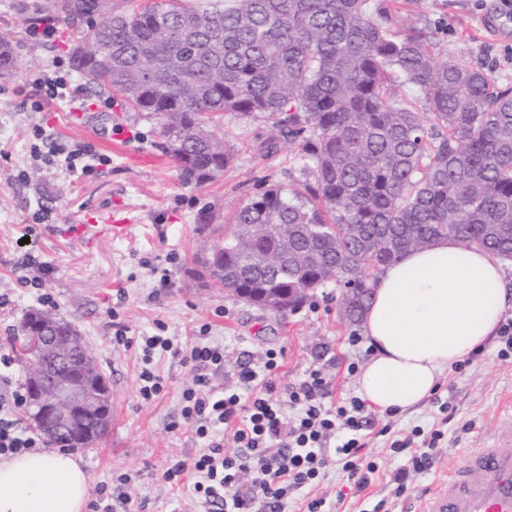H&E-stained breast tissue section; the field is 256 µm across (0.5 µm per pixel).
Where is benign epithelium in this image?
<instances>
[{
    "mask_svg": "<svg viewBox=\"0 0 512 512\" xmlns=\"http://www.w3.org/2000/svg\"><path fill=\"white\" fill-rule=\"evenodd\" d=\"M34 328L39 339L51 351L59 369L50 374L40 364L30 375V399L38 406V421L48 437L61 443H77L83 435L81 425L94 418L100 425H109L111 392L107 381L88 382L85 349L80 337L73 333L61 335L57 325L39 320Z\"/></svg>",
    "mask_w": 512,
    "mask_h": 512,
    "instance_id": "1",
    "label": "benign epithelium"
}]
</instances>
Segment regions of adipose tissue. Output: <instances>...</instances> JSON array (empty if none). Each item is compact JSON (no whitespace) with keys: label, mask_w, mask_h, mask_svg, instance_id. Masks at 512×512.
Masks as SVG:
<instances>
[{"label":"adipose tissue","mask_w":512,"mask_h":512,"mask_svg":"<svg viewBox=\"0 0 512 512\" xmlns=\"http://www.w3.org/2000/svg\"><path fill=\"white\" fill-rule=\"evenodd\" d=\"M512 286L490 252L440 237L386 266L362 331L372 349L358 378L368 406L401 413L422 404L444 371L495 335ZM87 475L67 451L0 461V512H84Z\"/></svg>","instance_id":"ef3b65f1"}]
</instances>
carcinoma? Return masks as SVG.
<instances>
[{
  "label": "carcinoma",
  "mask_w": 512,
  "mask_h": 512,
  "mask_svg": "<svg viewBox=\"0 0 512 512\" xmlns=\"http://www.w3.org/2000/svg\"><path fill=\"white\" fill-rule=\"evenodd\" d=\"M399 0H147L89 22L78 71L158 122L183 177L198 185L233 161L216 129L226 112L272 124L260 144L296 146L301 178L237 210L203 262L237 295L336 286L358 326L382 269L453 236L512 260V86L464 61L439 60L420 18L392 30ZM102 5H61L64 22ZM418 89L427 112L398 94ZM25 369L52 365L38 341Z\"/></svg>",
  "instance_id": "cac0c4a2"
}]
</instances>
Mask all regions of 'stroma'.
I'll return each mask as SVG.
<instances>
[{"label": "stroma", "mask_w": 512, "mask_h": 512, "mask_svg": "<svg viewBox=\"0 0 512 512\" xmlns=\"http://www.w3.org/2000/svg\"><path fill=\"white\" fill-rule=\"evenodd\" d=\"M53 0H0V37L15 53L10 72L0 76V302L11 314L0 320V353H15L26 314L43 310L72 323L111 383L115 417L102 438L79 449L91 488L113 493V477H131L127 491L141 512H169L179 501L182 512H204L192 480L178 487L163 479L171 460L189 458L200 449L193 433L180 426L181 395L191 385L190 365L165 357L158 370L165 380L161 394L143 400L139 393L141 360L135 349L113 345L118 327L129 335L151 331L164 322L169 335L190 347L201 326L224 346V366L211 371L213 385L235 380L241 362L267 350L283 351L280 380L294 383L312 366L324 368L332 397L358 393L349 364L371 356L367 343H348L350 328L339 314L340 293L316 290L298 311L281 316L246 305L214 288L199 275L203 239H222L229 217L259 188L287 182L297 173L293 147L272 156L258 146L269 123L228 112L224 142L234 161L213 182L198 186L184 180L164 150L154 121L130 111L123 99L86 88L71 58L72 33L57 24L55 39L40 43L27 30L34 17L51 15ZM502 0H406L398 8L396 28L426 18L436 28L442 55L489 68L499 83H512V34L497 35L481 23ZM56 65L75 95L87 99L89 120L79 119L69 104L39 97L28 77L33 67ZM42 126L57 143L90 147V173L64 165L33 169V130ZM111 213L129 217L121 235L100 232L99 219ZM74 224L85 225L79 235ZM36 257L44 266L38 279L27 280L21 264ZM489 341L462 369L444 372L433 399L417 410L389 414L367 409L363 455L378 469L365 488H356L340 467L328 469L309 489L291 494L285 512H304L306 500L323 497L336 512H415L420 496L445 478L449 462L470 448L484 447L498 432V422L512 405V362L497 357ZM451 398V415L437 399ZM443 428L445 441L431 470L415 475L403 495H396L393 475L399 458L390 442L413 429Z\"/></svg>", "instance_id": "stroma-1"}]
</instances>
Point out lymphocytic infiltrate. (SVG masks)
Instances as JSON below:
<instances>
[{"instance_id":"lymphocytic-infiltrate-1","label":"lymphocytic infiltrate","mask_w":512,"mask_h":512,"mask_svg":"<svg viewBox=\"0 0 512 512\" xmlns=\"http://www.w3.org/2000/svg\"><path fill=\"white\" fill-rule=\"evenodd\" d=\"M157 323L155 334L133 337L117 329L113 341L140 352V395L151 400L162 390L156 369L158 358H182L195 372L182 393L181 417L203 443L198 454L174 461L163 473L167 483L179 484L184 473L196 474L193 490L216 512H284L290 494L312 486L332 465L341 466L356 487H364L375 462L363 459L360 435L367 422L359 398L331 401L330 380L323 368H308L294 384H280L282 355L267 351L256 364H241L232 388L211 384L207 368L224 363V351L207 342L190 349L175 345ZM10 355L0 354V457H10L41 447L42 441L23 428L16 416L26 402L23 386L7 369ZM442 429L430 430L422 442L393 440L390 450L401 458L394 474L398 492H405L410 476L430 470ZM232 440L233 452L224 449Z\"/></svg>"}]
</instances>
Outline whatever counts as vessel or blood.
Instances as JSON below:
<instances>
[{"label": "vessel or blood", "mask_w": 512, "mask_h": 512, "mask_svg": "<svg viewBox=\"0 0 512 512\" xmlns=\"http://www.w3.org/2000/svg\"><path fill=\"white\" fill-rule=\"evenodd\" d=\"M418 512H512V415L493 441L449 469L424 495Z\"/></svg>", "instance_id": "b4317fda"}]
</instances>
